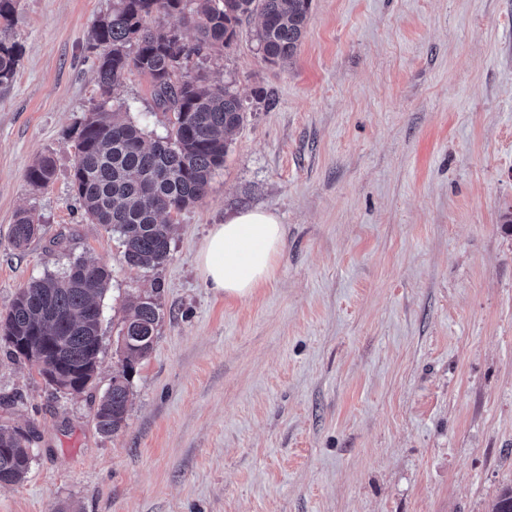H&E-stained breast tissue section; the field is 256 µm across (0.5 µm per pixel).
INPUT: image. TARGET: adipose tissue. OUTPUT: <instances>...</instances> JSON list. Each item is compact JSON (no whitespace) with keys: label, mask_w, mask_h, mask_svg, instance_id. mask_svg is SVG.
I'll return each mask as SVG.
<instances>
[{"label":"adipose tissue","mask_w":512,"mask_h":512,"mask_svg":"<svg viewBox=\"0 0 512 512\" xmlns=\"http://www.w3.org/2000/svg\"><path fill=\"white\" fill-rule=\"evenodd\" d=\"M284 247L277 217L241 211L214 225L198 260L207 288L229 298H246L269 282Z\"/></svg>","instance_id":"1"}]
</instances>
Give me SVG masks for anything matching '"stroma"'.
Wrapping results in <instances>:
<instances>
[{
    "instance_id": "obj_1",
    "label": "stroma",
    "mask_w": 512,
    "mask_h": 512,
    "mask_svg": "<svg viewBox=\"0 0 512 512\" xmlns=\"http://www.w3.org/2000/svg\"><path fill=\"white\" fill-rule=\"evenodd\" d=\"M112 0H19L0 86V314L84 253L112 271L96 380L55 392L0 342V425L33 430L0 512H489L512 484V0H312L300 45L264 60L258 17L191 70L244 121L206 196L173 215L169 260L128 267L72 186L99 100L87 37ZM164 135L148 78L111 98ZM51 158L44 187L30 165ZM274 214L285 245L248 298L207 288L213 225ZM41 232L9 242L19 212ZM162 311L126 427L93 412L121 369L129 300Z\"/></svg>"
}]
</instances>
